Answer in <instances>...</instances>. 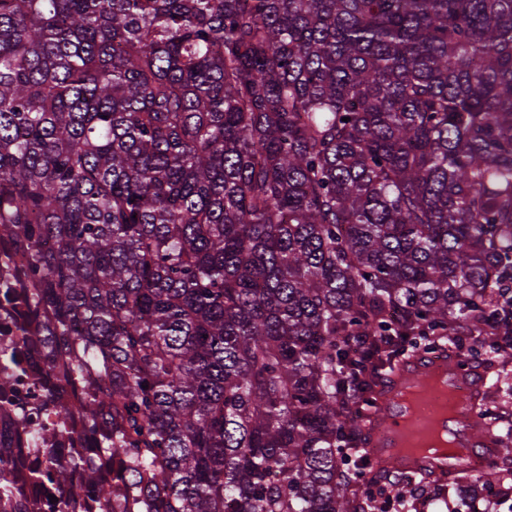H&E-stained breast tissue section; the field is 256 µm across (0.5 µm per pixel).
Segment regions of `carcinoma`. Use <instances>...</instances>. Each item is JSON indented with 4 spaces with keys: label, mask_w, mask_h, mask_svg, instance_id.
Segmentation results:
<instances>
[{
    "label": "carcinoma",
    "mask_w": 512,
    "mask_h": 512,
    "mask_svg": "<svg viewBox=\"0 0 512 512\" xmlns=\"http://www.w3.org/2000/svg\"><path fill=\"white\" fill-rule=\"evenodd\" d=\"M0 273V512L448 504L353 487L401 353L512 395V0H0Z\"/></svg>",
    "instance_id": "obj_1"
}]
</instances>
